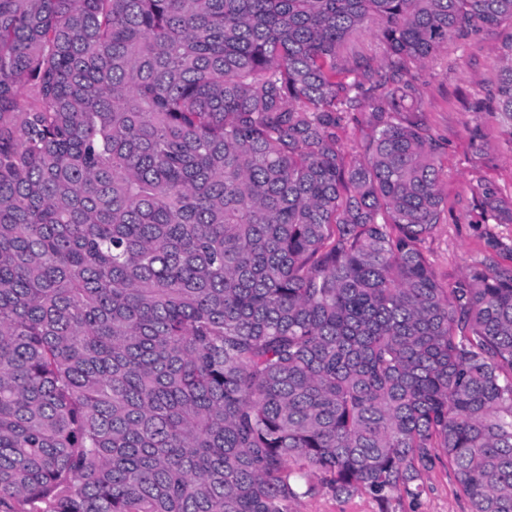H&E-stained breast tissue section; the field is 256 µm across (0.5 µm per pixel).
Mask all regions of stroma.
I'll use <instances>...</instances> for the list:
<instances>
[{
    "label": "stroma",
    "instance_id": "1",
    "mask_svg": "<svg viewBox=\"0 0 512 512\" xmlns=\"http://www.w3.org/2000/svg\"><path fill=\"white\" fill-rule=\"evenodd\" d=\"M511 32L512 24L506 22L477 36L449 40L446 49L414 72L419 96L410 107L435 140L448 199V220L426 243L444 285L488 254L512 265V224L484 217L478 205L487 186L512 201V136L497 113L478 107L497 78L502 43ZM306 480L314 490L293 505V512H472L444 456L424 473L418 497H396L386 504L363 491L335 495L320 488L311 473Z\"/></svg>",
    "mask_w": 512,
    "mask_h": 512
}]
</instances>
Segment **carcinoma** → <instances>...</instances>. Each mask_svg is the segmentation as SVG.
<instances>
[{
  "label": "carcinoma",
  "mask_w": 512,
  "mask_h": 512,
  "mask_svg": "<svg viewBox=\"0 0 512 512\" xmlns=\"http://www.w3.org/2000/svg\"><path fill=\"white\" fill-rule=\"evenodd\" d=\"M512 0H0V512H512V266L443 287L410 65ZM374 29L384 67L349 62ZM491 100L512 135V38ZM372 107L350 161L337 130ZM483 208L512 223L486 187ZM305 481L316 489L295 503L292 512H472L469 500L454 478L452 464L444 455L418 482L421 486L418 497H394L389 504L364 491L336 496L320 488L318 477L312 473H307Z\"/></svg>",
  "instance_id": "cac0c4a2"
}]
</instances>
